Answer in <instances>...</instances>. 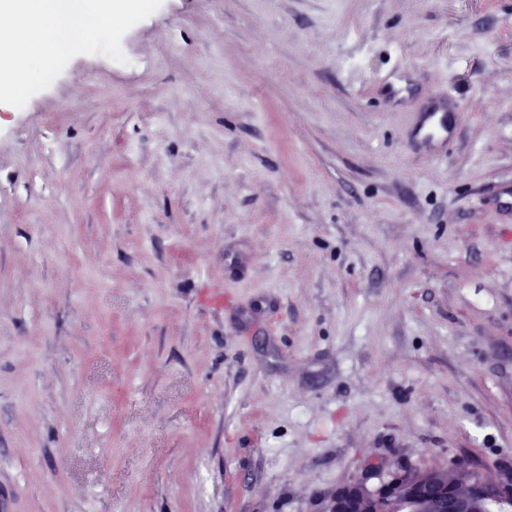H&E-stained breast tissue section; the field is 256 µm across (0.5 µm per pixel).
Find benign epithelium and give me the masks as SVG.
I'll return each instance as SVG.
<instances>
[{
    "label": "benign epithelium",
    "mask_w": 512,
    "mask_h": 512,
    "mask_svg": "<svg viewBox=\"0 0 512 512\" xmlns=\"http://www.w3.org/2000/svg\"><path fill=\"white\" fill-rule=\"evenodd\" d=\"M410 478L401 470L377 489L355 483L333 496L329 512H479V505L496 502L498 512H512V479H477L466 497L439 492L434 481Z\"/></svg>",
    "instance_id": "benign-epithelium-1"
}]
</instances>
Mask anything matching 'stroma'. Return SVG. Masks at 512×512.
I'll return each mask as SVG.
<instances>
[{
	"instance_id": "stroma-1",
	"label": "stroma",
	"mask_w": 512,
	"mask_h": 512,
	"mask_svg": "<svg viewBox=\"0 0 512 512\" xmlns=\"http://www.w3.org/2000/svg\"><path fill=\"white\" fill-rule=\"evenodd\" d=\"M121 48L0 106L14 512L511 475L512 0H162ZM455 104L448 101L447 105L434 107L432 111L418 112L416 124L419 129L426 132L425 142L432 143L436 140H446L451 134L448 125V112ZM439 111H442L439 115Z\"/></svg>"
}]
</instances>
